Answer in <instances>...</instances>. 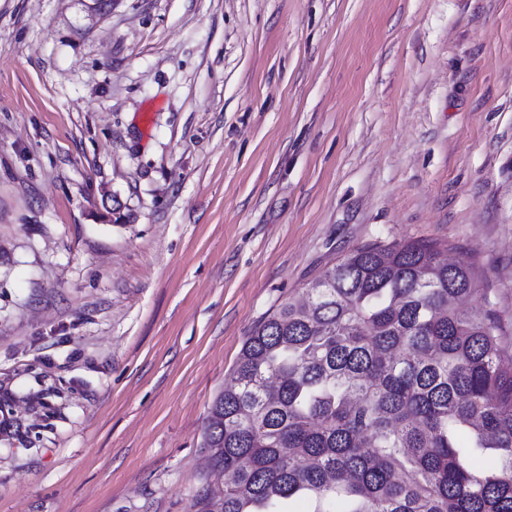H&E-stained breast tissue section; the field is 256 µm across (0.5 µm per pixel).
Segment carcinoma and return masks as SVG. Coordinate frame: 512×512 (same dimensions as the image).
Returning <instances> with one entry per match:
<instances>
[{"mask_svg":"<svg viewBox=\"0 0 512 512\" xmlns=\"http://www.w3.org/2000/svg\"><path fill=\"white\" fill-rule=\"evenodd\" d=\"M426 240L350 250L247 336L197 512H512V336L473 264Z\"/></svg>","mask_w":512,"mask_h":512,"instance_id":"cac0c4a2","label":"carcinoma"}]
</instances>
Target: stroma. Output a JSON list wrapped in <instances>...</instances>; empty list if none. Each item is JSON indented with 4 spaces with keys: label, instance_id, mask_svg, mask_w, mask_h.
<instances>
[{
    "label": "stroma",
    "instance_id": "1",
    "mask_svg": "<svg viewBox=\"0 0 512 512\" xmlns=\"http://www.w3.org/2000/svg\"><path fill=\"white\" fill-rule=\"evenodd\" d=\"M415 239L512 331V0H0V512H193L252 328Z\"/></svg>",
    "mask_w": 512,
    "mask_h": 512
}]
</instances>
